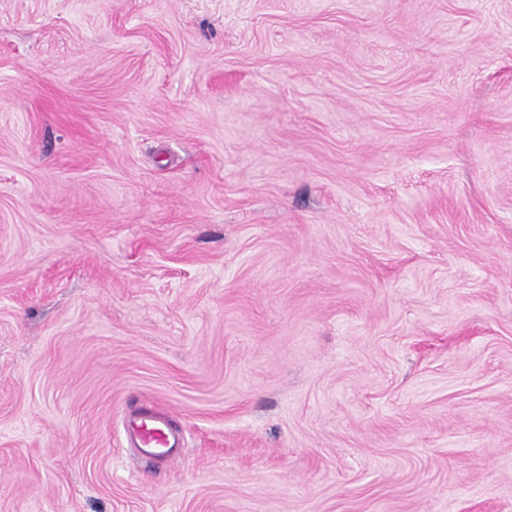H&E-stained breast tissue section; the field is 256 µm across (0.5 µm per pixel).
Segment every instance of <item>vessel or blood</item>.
<instances>
[{
	"mask_svg": "<svg viewBox=\"0 0 512 512\" xmlns=\"http://www.w3.org/2000/svg\"><path fill=\"white\" fill-rule=\"evenodd\" d=\"M126 438L128 443L139 448L146 457L165 456L173 461L179 458L183 438L173 428L167 412L154 403H145L126 416Z\"/></svg>",
	"mask_w": 512,
	"mask_h": 512,
	"instance_id": "1",
	"label": "vessel or blood"
}]
</instances>
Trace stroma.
Listing matches in <instances>:
<instances>
[{
  "instance_id": "obj_1",
  "label": "stroma",
  "mask_w": 512,
  "mask_h": 512,
  "mask_svg": "<svg viewBox=\"0 0 512 512\" xmlns=\"http://www.w3.org/2000/svg\"><path fill=\"white\" fill-rule=\"evenodd\" d=\"M0 512H512V0H0ZM127 442L140 448L145 457L164 455L170 462L180 457L183 447L182 434L173 428L169 414L153 402L145 403L126 416Z\"/></svg>"
}]
</instances>
